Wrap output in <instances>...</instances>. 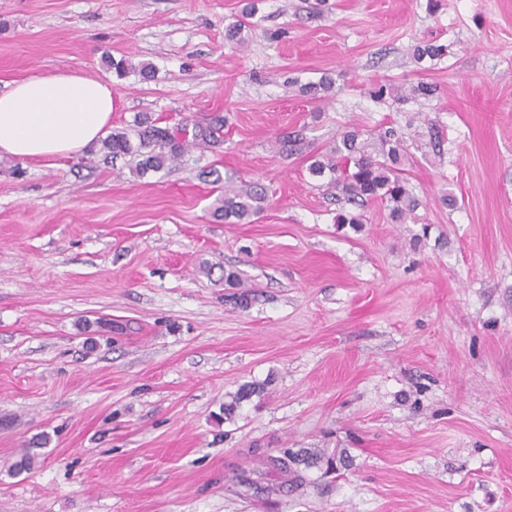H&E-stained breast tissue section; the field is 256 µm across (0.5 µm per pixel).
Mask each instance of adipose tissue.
<instances>
[{
    "mask_svg": "<svg viewBox=\"0 0 512 512\" xmlns=\"http://www.w3.org/2000/svg\"><path fill=\"white\" fill-rule=\"evenodd\" d=\"M111 83L56 72L14 81L0 93V156L52 160L81 154L112 122Z\"/></svg>",
    "mask_w": 512,
    "mask_h": 512,
    "instance_id": "adipose-tissue-1",
    "label": "adipose tissue"
}]
</instances>
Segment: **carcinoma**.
I'll return each instance as SVG.
<instances>
[{
  "mask_svg": "<svg viewBox=\"0 0 512 512\" xmlns=\"http://www.w3.org/2000/svg\"><path fill=\"white\" fill-rule=\"evenodd\" d=\"M255 12V4L244 5L242 19L228 29V39L241 41L245 29V19ZM445 54V48L432 43L414 45L412 55L417 60L437 59ZM225 117L216 114L209 119L206 127L189 135L187 129H170L157 125L146 113L138 116L135 124V138L126 131H115L100 142L98 153L105 158L124 157L134 163L141 174L157 172L178 160L186 151L195 147L215 149L224 143ZM407 156L404 140L400 132L389 127L378 136L377 150L370 151L369 142L361 139V132L355 128L345 131L333 152L314 158L309 167L313 177L330 176V183L336 192L350 204L368 200H381L391 205L392 218L403 221L418 206L417 199L407 186L402 165ZM262 198L258 195L243 197L239 194L224 195V222L236 224L250 223V217L261 208ZM264 383H251L241 386L224 403V418L230 419L244 401L263 395ZM270 474H288L295 464V458L285 450L280 456H268L264 460Z\"/></svg>",
  "mask_w": 512,
  "mask_h": 512,
  "instance_id": "carcinoma-1",
  "label": "carcinoma"
}]
</instances>
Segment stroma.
<instances>
[{
    "mask_svg": "<svg viewBox=\"0 0 512 512\" xmlns=\"http://www.w3.org/2000/svg\"><path fill=\"white\" fill-rule=\"evenodd\" d=\"M430 1L255 0L239 45L246 0H0V92L68 70L111 82L116 130L227 118L143 176L0 157V512H512V0ZM421 41L447 52L414 61ZM352 126L402 133L406 223H337L310 175ZM228 187L264 195L251 223L219 216ZM286 448L316 460L262 474ZM267 383H251L241 386L231 397L229 402L224 403V417L231 419L243 401H248L254 396L260 397L266 389Z\"/></svg>",
    "mask_w": 512,
    "mask_h": 512,
    "instance_id": "stroma-1",
    "label": "stroma"
}]
</instances>
